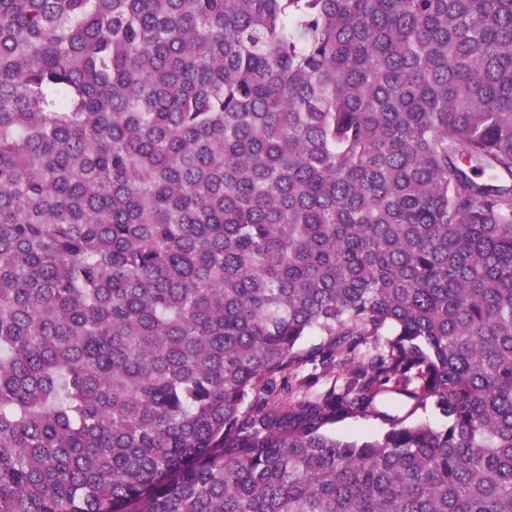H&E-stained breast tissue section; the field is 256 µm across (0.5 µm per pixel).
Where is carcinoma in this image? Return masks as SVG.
<instances>
[{
  "mask_svg": "<svg viewBox=\"0 0 512 512\" xmlns=\"http://www.w3.org/2000/svg\"><path fill=\"white\" fill-rule=\"evenodd\" d=\"M0 512H512V0H0ZM386 426L380 420L353 419L336 425L334 433L338 438H374L377 437Z\"/></svg>",
  "mask_w": 512,
  "mask_h": 512,
  "instance_id": "obj_1",
  "label": "carcinoma"
}]
</instances>
